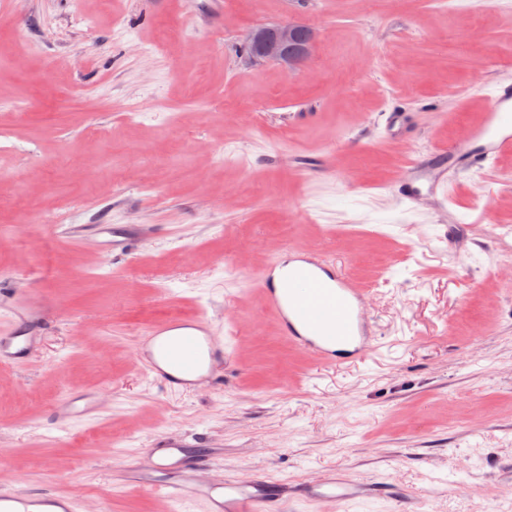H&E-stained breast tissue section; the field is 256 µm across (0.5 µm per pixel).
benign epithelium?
Masks as SVG:
<instances>
[{"label":"benign epithelium","instance_id":"obj_1","mask_svg":"<svg viewBox=\"0 0 512 512\" xmlns=\"http://www.w3.org/2000/svg\"><path fill=\"white\" fill-rule=\"evenodd\" d=\"M319 37L316 27L290 20L272 26L251 28L245 33L243 42L252 59L275 62L291 73L306 64Z\"/></svg>","mask_w":512,"mask_h":512}]
</instances>
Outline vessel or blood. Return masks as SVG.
<instances>
[{
  "mask_svg": "<svg viewBox=\"0 0 512 512\" xmlns=\"http://www.w3.org/2000/svg\"><path fill=\"white\" fill-rule=\"evenodd\" d=\"M512 148V85L494 87L480 125L472 128L454 146L416 155L406 163L407 177L395 183L393 192L402 200H418L420 183L440 189L450 171H467L484 166L498 153ZM151 231L138 227L131 234L113 233L103 241L106 252L116 257L129 256L135 244L150 236ZM268 307L275 313L283 332L320 360H336V348L353 345L359 354L374 347L375 331L359 288L334 264L315 257H302L298 266L285 273L268 268L262 275ZM0 305L10 306L15 318L25 322H43L51 306L48 298L23 303L15 296L0 294ZM41 340L39 334H24L21 328L0 334V361L22 365ZM144 370L171 390L191 386L192 375L205 365L224 357V342L213 333L206 315L186 320L170 317L153 323L146 346L140 351ZM101 393L74 389L53 409L54 424L65 427L80 419L98 415ZM201 440L184 434L158 437L144 460L129 467V484L138 488L163 491L173 501L202 503L205 512H277L288 500L348 503L361 498L359 484L347 477L326 476L306 484L303 491L275 483L262 475L245 483L220 477L200 479L201 471L213 465L216 456L202 450ZM92 512L86 501L56 495L32 498L24 490L0 484V512Z\"/></svg>",
  "mask_w": 512,
  "mask_h": 512,
  "instance_id": "b4317fda",
  "label": "vessel or blood"
}]
</instances>
